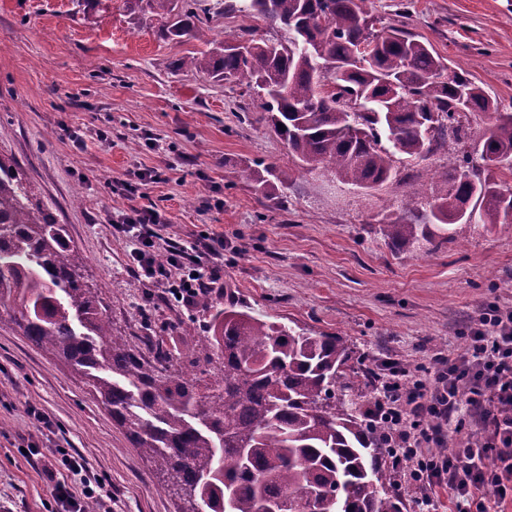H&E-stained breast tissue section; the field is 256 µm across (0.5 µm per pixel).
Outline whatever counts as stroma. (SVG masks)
Returning <instances> with one entry per match:
<instances>
[{
    "label": "stroma",
    "instance_id": "stroma-1",
    "mask_svg": "<svg viewBox=\"0 0 512 512\" xmlns=\"http://www.w3.org/2000/svg\"><path fill=\"white\" fill-rule=\"evenodd\" d=\"M381 25L424 37L451 68L512 112V0H372ZM250 21L214 14L206 38H169L140 0H0V155L25 171L98 289L114 332L146 357L185 349L206 335L198 306L142 309L131 242L112 220L129 205L161 214L159 244L194 253L223 236L212 295L314 334L344 337L352 369L346 395L357 408L395 360L408 371L463 350L464 331L491 306L512 311V224L450 225L447 242L394 249L383 232L405 206L443 194L439 171L495 121L463 116L464 137L424 159H400L373 189L299 168L268 127L263 94L182 67L181 59L231 39ZM290 171L287 187L255 191L244 168ZM159 180L124 196L136 174ZM420 188L412 196V188ZM192 324L181 335L180 323ZM48 414L38 427L30 409ZM86 461L91 481L112 493L111 512H177L160 493L163 474L64 364L0 323V512H62L44 473V451Z\"/></svg>",
    "mask_w": 512,
    "mask_h": 512
}]
</instances>
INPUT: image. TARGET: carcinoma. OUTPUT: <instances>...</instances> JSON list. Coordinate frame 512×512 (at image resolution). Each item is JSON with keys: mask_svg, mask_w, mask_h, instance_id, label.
I'll return each instance as SVG.
<instances>
[{"mask_svg": "<svg viewBox=\"0 0 512 512\" xmlns=\"http://www.w3.org/2000/svg\"><path fill=\"white\" fill-rule=\"evenodd\" d=\"M370 0H239V13L280 27L287 39L224 44L183 65L265 91L273 131L308 170L328 168L346 185L370 189L396 177L395 155L423 158L461 138V115L493 112L481 139L484 168L466 155L446 170L445 193L425 212L405 207L385 225L398 248L432 240L430 226L477 212L480 224H512V190L493 169L512 165V113L502 112L430 44L397 27L371 29ZM146 0L167 36H204L206 0ZM335 90L325 95V81ZM285 129H279V125ZM260 193L291 180L274 166L252 169ZM82 258L16 163L0 157V307L33 345L66 360L126 429L134 447L165 475L181 512H398L378 456L375 429L345 399L350 348L249 308L210 313L201 348L185 354L191 375L169 369L171 352L143 357L113 334L102 298L88 288Z\"/></svg>", "mask_w": 512, "mask_h": 512, "instance_id": "cac0c4a2", "label": "carcinoma"}]
</instances>
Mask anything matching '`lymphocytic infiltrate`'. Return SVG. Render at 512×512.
<instances>
[{
  "mask_svg": "<svg viewBox=\"0 0 512 512\" xmlns=\"http://www.w3.org/2000/svg\"><path fill=\"white\" fill-rule=\"evenodd\" d=\"M158 221V212L148 209L120 215L121 230L136 242L130 253L135 273L139 281L161 284L166 297L194 304L210 292L218 273L202 256L187 257L173 245L165 250L166 261H158L153 232ZM466 342L464 352L435 358L422 379L399 363L387 364V378L366 414L394 463L407 466L422 502L444 483L456 512H486L483 495L501 504L512 501V313L484 314ZM465 405L479 415L481 438L468 432L470 422L461 413ZM445 424L460 436L449 448L443 445Z\"/></svg>",
  "mask_w": 512,
  "mask_h": 512,
  "instance_id": "1",
  "label": "lymphocytic infiltrate"
}]
</instances>
